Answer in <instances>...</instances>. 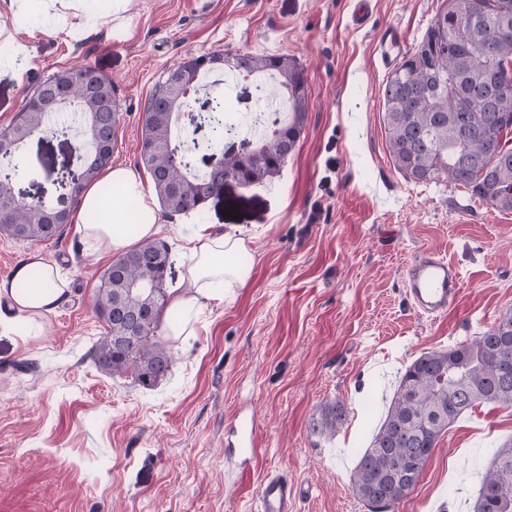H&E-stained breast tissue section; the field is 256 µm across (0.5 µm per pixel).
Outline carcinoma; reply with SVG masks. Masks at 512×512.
<instances>
[{
    "mask_svg": "<svg viewBox=\"0 0 512 512\" xmlns=\"http://www.w3.org/2000/svg\"><path fill=\"white\" fill-rule=\"evenodd\" d=\"M230 65L220 53L192 59L158 82L142 113L141 163L164 212L204 216L212 195L226 180L253 185L278 173L296 148L310 102L303 70L286 55H250L246 71H273L288 93V119L276 120L265 138L256 142L247 160L224 158L221 173H198L192 154L198 148L194 134L209 122L229 124L230 99H214L212 112L193 111L182 94L200 76ZM497 71L512 85V0H444L414 50L405 54L387 79L382 99L387 147L394 166L405 177L424 184L460 185L497 209L512 211V89L491 93L485 77ZM76 78L85 91L60 103L54 92H64ZM60 112L96 117L98 126L80 125L77 141L78 176L83 185L103 171L88 165L107 140L116 145L119 101L112 81L95 67L82 64L40 80L26 98L16 121L0 131V235L19 242L58 240L64 223H50L46 213L55 204L34 208L13 205L14 180L23 174L21 145L31 132L69 136L65 125L52 124ZM168 246L143 239L119 254L100 277L94 312L104 323L89 354L105 373L127 376L151 388L171 374L174 354L161 334L168 311ZM124 276L116 278L112 268ZM142 279L143 290L132 294L129 283ZM512 310L471 343L448 351L422 354L405 370L384 418L355 466L351 487L371 512L402 501L414 489L412 477L422 474L440 437L464 413L481 405L512 407ZM347 421L339 401L323 405L312 420L314 434L336 436ZM470 512H512V436L495 450Z\"/></svg>",
    "mask_w": 512,
    "mask_h": 512,
    "instance_id": "cac0c4a2",
    "label": "carcinoma"
}]
</instances>
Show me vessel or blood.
Wrapping results in <instances>:
<instances>
[{"label": "vessel or blood", "mask_w": 512, "mask_h": 512, "mask_svg": "<svg viewBox=\"0 0 512 512\" xmlns=\"http://www.w3.org/2000/svg\"><path fill=\"white\" fill-rule=\"evenodd\" d=\"M380 59L384 66H395L402 50L397 28L386 27L379 39ZM462 274L455 263L438 252L426 251L407 270V294L418 311L443 315L459 299ZM298 490L281 475L265 477L259 491L260 512H289Z\"/></svg>", "instance_id": "1"}]
</instances>
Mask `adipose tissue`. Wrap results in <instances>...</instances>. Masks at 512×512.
<instances>
[{
	"label": "adipose tissue",
	"mask_w": 512,
	"mask_h": 512,
	"mask_svg": "<svg viewBox=\"0 0 512 512\" xmlns=\"http://www.w3.org/2000/svg\"><path fill=\"white\" fill-rule=\"evenodd\" d=\"M103 178L112 188L101 194L95 186L84 187L71 216L79 239L101 253L128 249L134 241L155 238L161 231L159 218L147 198L138 170L130 167L105 169ZM188 267L170 306L192 317L206 303L225 299L226 289L242 285L249 270L236 263L245 242L235 233L212 234L208 227H188ZM67 282L59 269L32 254L13 273L0 279V297L7 298L16 313L48 314L65 299Z\"/></svg>",
	"instance_id": "1"
}]
</instances>
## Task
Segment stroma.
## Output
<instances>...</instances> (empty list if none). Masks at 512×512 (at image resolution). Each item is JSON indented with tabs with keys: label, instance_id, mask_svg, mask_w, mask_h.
<instances>
[{
	"label": "stroma",
	"instance_id": "35a3bbf8",
	"mask_svg": "<svg viewBox=\"0 0 512 512\" xmlns=\"http://www.w3.org/2000/svg\"><path fill=\"white\" fill-rule=\"evenodd\" d=\"M444 0H86L100 30L44 38L42 16L0 15V129L35 83L79 64L108 76L119 100L116 166L139 167L144 104L184 58L286 55L311 102L280 172L260 186L225 185L205 209L214 232L239 233L250 267L230 299L207 304L172 339V374L146 389L101 371L88 355L104 331L92 311L111 256L79 241L0 236V278L30 254L59 266L66 300L49 314L10 313L0 300V512H258L267 474L303 491L293 512H370L351 489L363 448L401 375L424 353L473 341L512 309V212L452 183L426 185L396 169L378 42L396 27L405 50ZM73 140H26L16 196L56 201L73 169ZM237 218H230V211ZM176 288L186 270L185 218L160 214ZM463 273L460 303L418 313L406 270L423 251ZM344 402L336 437L311 434L325 402ZM512 436V408L482 406L440 438L414 491L392 512H469L493 449Z\"/></svg>",
	"mask_w": 512,
	"mask_h": 512
}]
</instances>
